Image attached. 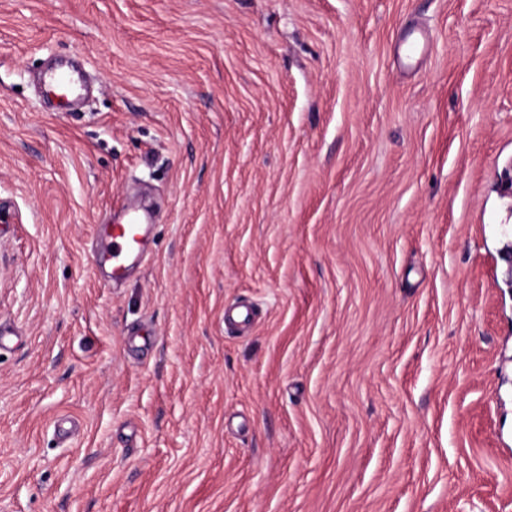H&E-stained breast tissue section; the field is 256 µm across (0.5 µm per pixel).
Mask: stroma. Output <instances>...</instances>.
Returning <instances> with one entry per match:
<instances>
[{"mask_svg":"<svg viewBox=\"0 0 512 512\" xmlns=\"http://www.w3.org/2000/svg\"><path fill=\"white\" fill-rule=\"evenodd\" d=\"M507 224L512 0H0V512H512ZM404 46L405 52L403 55L401 53L399 54V59L404 66H410L425 51V34L419 29H408L403 37L401 50ZM43 87L47 96L53 98H67L68 95L80 92L74 97L80 96L83 89L82 75L80 70L71 62L60 63L43 76ZM60 88H66L65 98L57 93ZM151 230L152 224H143L137 216H130L124 223L105 224L109 242L105 251L96 252L97 265L109 267L112 280L121 278L131 265L142 260Z\"/></svg>","mask_w":512,"mask_h":512,"instance_id":"obj_1","label":"stroma"}]
</instances>
